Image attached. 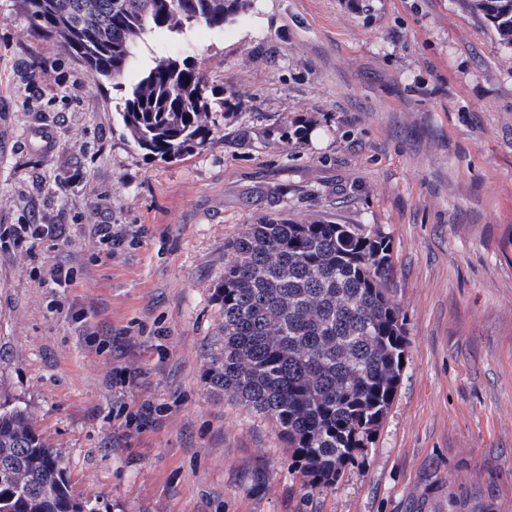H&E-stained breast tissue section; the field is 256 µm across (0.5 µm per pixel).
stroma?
Listing matches in <instances>:
<instances>
[{"label": "stroma", "mask_w": 512, "mask_h": 512, "mask_svg": "<svg viewBox=\"0 0 512 512\" xmlns=\"http://www.w3.org/2000/svg\"><path fill=\"white\" fill-rule=\"evenodd\" d=\"M162 56L224 91L210 142L165 161L125 136L121 91L0 0V225L71 227L0 245V392L75 493L108 512H512V53L459 0H253L223 31L147 38L127 83ZM278 215L390 236L406 318L392 407L322 492L205 381L224 245ZM55 266L66 287L43 284Z\"/></svg>", "instance_id": "1"}]
</instances>
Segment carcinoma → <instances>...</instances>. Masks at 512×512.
<instances>
[{
    "mask_svg": "<svg viewBox=\"0 0 512 512\" xmlns=\"http://www.w3.org/2000/svg\"><path fill=\"white\" fill-rule=\"evenodd\" d=\"M35 30L114 87L156 33L221 30L252 0H21ZM512 51V0H461ZM224 110L192 59L160 57L126 89L127 137L161 160L202 149L209 114ZM391 240L332 220L286 216L247 225L224 245V321L209 388L273 420L304 485L336 484L374 444L395 399L405 317L391 297ZM75 497L64 460L27 408L0 394V512H100Z\"/></svg>",
    "mask_w": 512,
    "mask_h": 512,
    "instance_id": "carcinoma-1",
    "label": "carcinoma"
}]
</instances>
